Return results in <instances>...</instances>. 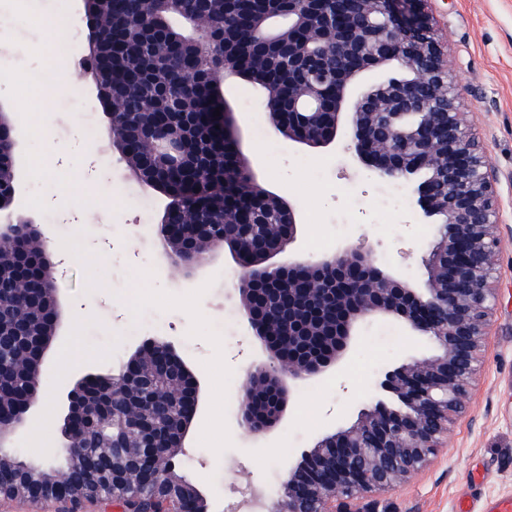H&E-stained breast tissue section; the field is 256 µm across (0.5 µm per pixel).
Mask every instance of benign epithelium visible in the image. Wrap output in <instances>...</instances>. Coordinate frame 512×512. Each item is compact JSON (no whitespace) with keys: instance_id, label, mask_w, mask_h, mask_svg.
<instances>
[{"instance_id":"benign-epithelium-1","label":"benign epithelium","mask_w":512,"mask_h":512,"mask_svg":"<svg viewBox=\"0 0 512 512\" xmlns=\"http://www.w3.org/2000/svg\"><path fill=\"white\" fill-rule=\"evenodd\" d=\"M426 0H286L263 26L246 30L249 43L280 42L297 66L317 72L336 61L332 88L311 83V103L330 94L334 129L329 135L306 123L288 130V139L311 147L344 145L354 161L382 180L422 178L417 192L424 215L442 225L438 241L423 256L426 285L414 288L373 263L371 248L345 246L317 260L280 256L297 237V213L283 210L286 233L278 240H258L250 255L232 251L244 269L239 291L244 319L264 347L267 361L249 373L248 382L266 380L271 405L263 408L250 396L241 401V420L252 435L275 424L285 400L286 380L304 379L337 362L348 348L356 325L364 318L389 315L431 337L438 353L414 359L385 375L381 387L396 395L395 408L378 403L356 424L320 439L302 460L288 468L283 492L272 512H377L370 502L354 501L392 489L421 469L442 448L443 439L460 416L477 374L490 331L494 294V261L499 247L492 175L482 152L466 133L465 113L455 106V81L433 33ZM312 37L301 42L297 31ZM369 69L397 76L358 88ZM144 133L163 149L174 168L184 158L182 128L172 123L150 126ZM10 149L1 163L14 169L16 139L0 115V140ZM224 140L236 167L246 176L250 198L274 195L260 184L240 148L231 107L224 112ZM17 195L15 177L0 181V211ZM255 206L224 210V239L214 244L236 246L239 235L259 223ZM38 230L20 215L7 214L0 225V252L7 249L18 275L29 260L23 245ZM54 277L44 265L40 291L54 313L42 333V345L55 336L59 309ZM153 365L142 369L132 358L122 371L126 395L112 396V377L95 393L94 379L80 382L67 394V419L83 415L89 427H109L116 401L149 397L171 424L163 431L147 415L112 438L100 457L81 447L87 431L68 427L59 450L63 465L45 471L5 451L23 426L34 397L17 396L0 411V494L37 501L69 503L80 512L84 501H110L105 489L125 485L123 512H209L206 498L185 476L164 466L183 447L198 400L184 388L189 369L164 338L145 342Z\"/></svg>"}]
</instances>
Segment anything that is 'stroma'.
Returning <instances> with one entry per match:
<instances>
[{"label":"stroma","mask_w":512,"mask_h":512,"mask_svg":"<svg viewBox=\"0 0 512 512\" xmlns=\"http://www.w3.org/2000/svg\"><path fill=\"white\" fill-rule=\"evenodd\" d=\"M22 2L0 0V67L6 71L0 109L17 139L20 192L13 208L47 227L48 243L71 241L76 250L67 267L53 273L61 319L29 416L38 421L43 399H50L52 427L36 450H26L24 430L12 445L54 468L68 390L89 375L120 373L145 339L162 336L193 372L199 391L197 413L174 459L176 473L191 479L211 512H227L247 487L259 489L270 510L291 464L376 402L394 404L380 387L384 374L432 355L436 345L395 319H365L338 362L291 385L274 427L259 437L248 433L240 421L242 369L265 353L243 321L233 255L218 248L203 266L174 265L157 235L167 198L139 184L99 134L109 121L90 71L79 65L90 53L87 25L75 27L65 54H55L42 26L22 32L13 22ZM428 8L459 80L468 133L495 176L501 246L492 334L466 412L442 453L397 488L375 494L378 512H457L464 498L479 510L486 500L512 498V0H429ZM35 72L41 80L33 84ZM58 85L75 99L58 104L49 92ZM224 94L259 180L298 211L292 254L312 255L323 241L335 248L363 244L385 270L424 284L422 256L437 226L417 205L414 182L380 181L340 147L289 145L270 125L258 87L232 78ZM35 123L39 142L30 136ZM91 148L96 157L89 163ZM78 344L85 359L63 365Z\"/></svg>","instance_id":"1"}]
</instances>
